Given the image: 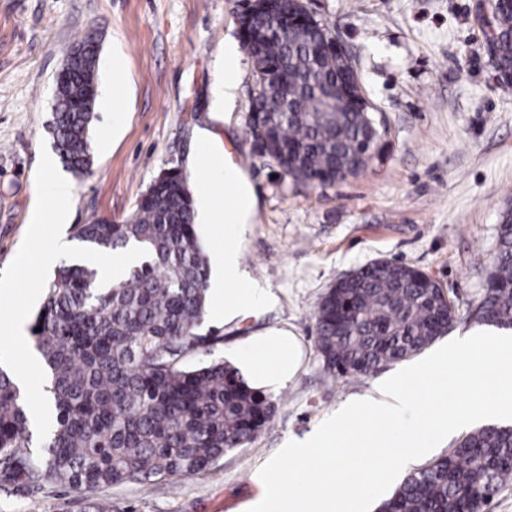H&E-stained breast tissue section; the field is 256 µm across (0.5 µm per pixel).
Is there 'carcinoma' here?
<instances>
[{
  "label": "carcinoma",
  "mask_w": 512,
  "mask_h": 512,
  "mask_svg": "<svg viewBox=\"0 0 512 512\" xmlns=\"http://www.w3.org/2000/svg\"><path fill=\"white\" fill-rule=\"evenodd\" d=\"M493 18L499 88L509 92L512 5L497 4ZM240 34L242 44H257L262 58L254 73L262 110L249 120L261 151H288V177L299 183L331 185L342 170L364 172L371 153L383 149L372 137L375 114L356 111L347 97L322 101L324 86L342 77L347 63L334 50L315 54L317 26L306 19L284 42L267 34L259 13ZM285 66L287 102L276 85ZM95 73L96 67L69 59L56 78L53 142L73 172L92 163ZM75 236L107 254L136 243L147 258L109 288L88 265L56 270L32 324L55 426L34 454L21 390L0 367V484L97 489L164 481L200 474L251 443L273 418L275 403L220 356L188 361L222 337L199 332L208 270L186 178L162 170L130 218L79 224ZM456 319L454 302L431 277L380 259L324 294L315 314L316 348L327 373L369 375L427 348ZM477 322L512 330V209L500 216L494 272ZM511 481L512 426L487 425L407 474L378 512H483Z\"/></svg>",
  "instance_id": "carcinoma-1"
}]
</instances>
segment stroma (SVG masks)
Listing matches in <instances>:
<instances>
[{
  "label": "stroma",
  "instance_id": "obj_1",
  "mask_svg": "<svg viewBox=\"0 0 512 512\" xmlns=\"http://www.w3.org/2000/svg\"><path fill=\"white\" fill-rule=\"evenodd\" d=\"M349 50L388 143L359 177L326 187L279 174L247 136L253 63L243 56L233 109L214 119L224 40L238 37L237 0H0V270L16 256L36 204L35 174L55 82L71 46L100 43L90 126L92 165L65 172L72 212L62 231L122 221L162 169L180 167L192 193L201 129L242 167L258 210L237 241L248 277L271 289L260 315L204 320L218 352L238 363L267 332L292 334L301 362L274 391L276 411L246 447L207 471L164 482L76 490L0 487V512H248L264 494L259 470L291 437H305L353 396L376 394L396 368L332 378L315 346L314 314L336 278L377 259L437 280L453 299L448 339L480 332L471 319L494 266L499 215L512 208V94L499 89L475 18L476 0H304ZM122 87L113 103V87Z\"/></svg>",
  "mask_w": 512,
  "mask_h": 512
}]
</instances>
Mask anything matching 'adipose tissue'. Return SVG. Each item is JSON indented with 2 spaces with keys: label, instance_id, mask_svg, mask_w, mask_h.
Returning a JSON list of instances; mask_svg holds the SVG:
<instances>
[{
  "label": "adipose tissue",
  "instance_id": "1",
  "mask_svg": "<svg viewBox=\"0 0 512 512\" xmlns=\"http://www.w3.org/2000/svg\"><path fill=\"white\" fill-rule=\"evenodd\" d=\"M241 52L234 39L224 43V59L220 89L213 110L222 113L232 107L239 87ZM224 205H217L215 188H208L202 203V217L210 224L224 225L225 246L210 255V291L214 296L211 315L230 321L259 312L272 298L270 289L256 287L246 276L239 262L235 241L243 238L253 223L258 198L245 170L234 165L223 166ZM298 352L293 341L283 338L250 348L244 363L250 370L251 386L279 387L294 375Z\"/></svg>",
  "mask_w": 512,
  "mask_h": 512
}]
</instances>
